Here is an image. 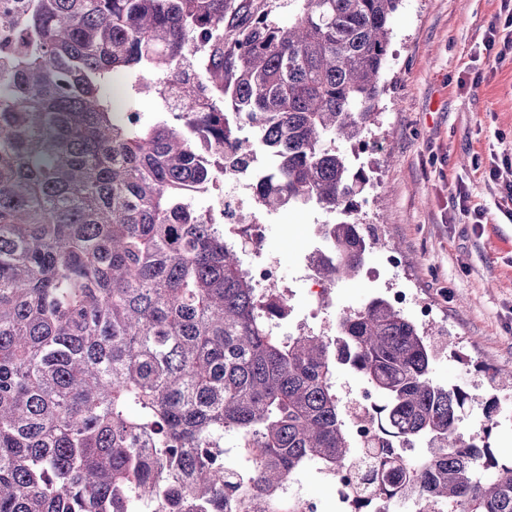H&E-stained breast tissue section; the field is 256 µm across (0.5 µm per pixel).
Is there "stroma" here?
<instances>
[{
    "mask_svg": "<svg viewBox=\"0 0 512 512\" xmlns=\"http://www.w3.org/2000/svg\"><path fill=\"white\" fill-rule=\"evenodd\" d=\"M502 0H401L390 21L386 91L361 153L370 183L361 222L376 225L379 244L365 261L378 281L409 289L434 312L444 351L434 382L474 387L483 366L512 369V201L483 172L512 161V49L497 63L482 58L490 21ZM471 72L465 87L457 81ZM465 189L486 209L465 223L452 198ZM325 213L282 208L264 243L291 281ZM402 264L389 269L388 248ZM378 281L358 276L334 288L337 309L357 308Z\"/></svg>",
    "mask_w": 512,
    "mask_h": 512,
    "instance_id": "stroma-1",
    "label": "stroma"
}]
</instances>
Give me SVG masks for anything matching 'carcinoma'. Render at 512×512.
<instances>
[{"label": "carcinoma", "mask_w": 512, "mask_h": 512, "mask_svg": "<svg viewBox=\"0 0 512 512\" xmlns=\"http://www.w3.org/2000/svg\"><path fill=\"white\" fill-rule=\"evenodd\" d=\"M9 0L0 37V512H294L279 489L315 459L355 454L334 385L345 367L377 394L381 446L368 481L448 512H512V459L491 428L466 431L476 394L433 381L429 330L383 296L339 314L336 335L278 336V294H261L211 214L205 190L244 166L252 143L276 158L260 198L339 218L324 225L334 287L357 276L376 237L358 222L369 182L350 154L385 92L390 19L401 0ZM209 40L200 77L220 163L184 124L140 121L146 70ZM350 147L346 152L338 144ZM482 411L508 407L495 369ZM235 435L244 462L224 458ZM423 443L412 469L390 442Z\"/></svg>", "instance_id": "cac0c4a2"}]
</instances>
